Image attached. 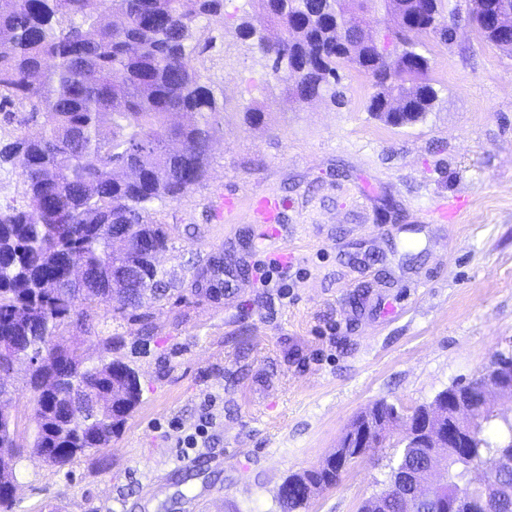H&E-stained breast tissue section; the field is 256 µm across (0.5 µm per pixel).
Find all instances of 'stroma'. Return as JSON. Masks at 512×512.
Instances as JSON below:
<instances>
[{"instance_id": "35a3bbf8", "label": "stroma", "mask_w": 512, "mask_h": 512, "mask_svg": "<svg viewBox=\"0 0 512 512\" xmlns=\"http://www.w3.org/2000/svg\"><path fill=\"white\" fill-rule=\"evenodd\" d=\"M222 42L207 63L225 104L208 178L153 218L171 230L173 287L219 251L249 272L216 300L144 298L146 338L99 313L141 402L107 447L62 468L18 431L12 512H280L285 478L332 455L356 414L430 403L512 345V53L460 21L432 51V111L392 127L366 109L369 76L344 72L343 104L295 105L233 26ZM254 102L263 123L244 117ZM267 194L282 220L264 230L249 205ZM456 196L455 222L433 217ZM224 197L237 210L220 217ZM396 455L353 463L305 512H358Z\"/></svg>"}]
</instances>
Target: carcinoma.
Instances as JSON below:
<instances>
[{
  "label": "carcinoma",
  "mask_w": 512,
  "mask_h": 512,
  "mask_svg": "<svg viewBox=\"0 0 512 512\" xmlns=\"http://www.w3.org/2000/svg\"><path fill=\"white\" fill-rule=\"evenodd\" d=\"M380 11L396 19L395 37L408 45L393 71L371 47L336 50V25L354 39ZM469 15L488 43L512 40L481 13ZM455 20L448 0H243L232 13L226 0H0V114L11 127L0 166L19 169L23 179V203L0 206V454L22 452L5 384L21 357L46 353L27 381L26 432L31 452L53 466L107 446L141 400L136 371L116 355L120 338L105 337V355L89 364L62 329L95 332L103 307L148 336L149 322L137 313L143 294L185 298L138 240L169 248L168 228L150 211L202 184L223 125L224 101L187 64L216 47V37L202 41L198 29L235 22L292 103L338 99L340 71L355 70L373 81L367 111L398 112L412 124L437 98L428 42L448 44ZM222 275L208 263L195 279L220 295ZM462 390L480 427L469 460L484 465L512 436V420L485 414L472 382ZM425 459L422 448L405 455L410 480L420 479ZM341 476L328 460L291 474L281 512L306 508L296 484L324 491ZM385 491V507L362 512H434V503H416L404 485Z\"/></svg>",
  "instance_id": "cac0c4a2"
}]
</instances>
